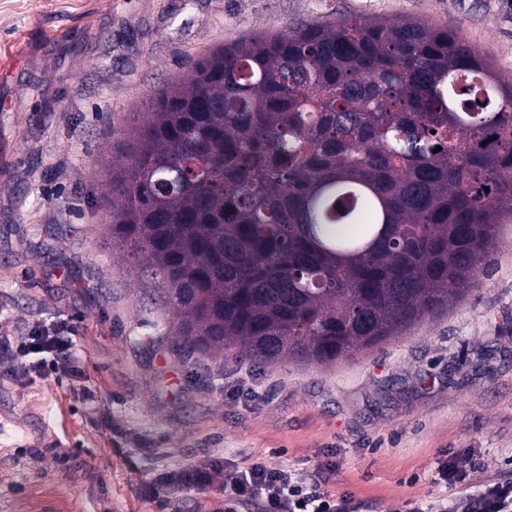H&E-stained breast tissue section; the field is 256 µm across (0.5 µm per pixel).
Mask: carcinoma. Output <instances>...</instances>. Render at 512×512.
<instances>
[{"label":"carcinoma","mask_w":512,"mask_h":512,"mask_svg":"<svg viewBox=\"0 0 512 512\" xmlns=\"http://www.w3.org/2000/svg\"><path fill=\"white\" fill-rule=\"evenodd\" d=\"M133 121L106 232L191 350L372 349L476 291L512 221V86L413 18L241 37Z\"/></svg>","instance_id":"1"}]
</instances>
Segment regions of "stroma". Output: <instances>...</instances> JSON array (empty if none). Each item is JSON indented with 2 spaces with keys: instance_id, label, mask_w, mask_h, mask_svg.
<instances>
[{
  "instance_id": "35a3bbf8",
  "label": "stroma",
  "mask_w": 512,
  "mask_h": 512,
  "mask_svg": "<svg viewBox=\"0 0 512 512\" xmlns=\"http://www.w3.org/2000/svg\"><path fill=\"white\" fill-rule=\"evenodd\" d=\"M411 17L458 31L512 81V0H0V331L72 328L66 375L25 376L0 341V512H224L256 458L364 512L452 499L437 459L512 480V223L479 291L331 367L188 352L158 293L103 234L105 165L154 90L224 42L297 19ZM212 458L201 490L146 499ZM221 472L220 461L206 460L200 464L161 473L149 484V494L162 506L167 494L202 488L211 484L214 476Z\"/></svg>"
}]
</instances>
